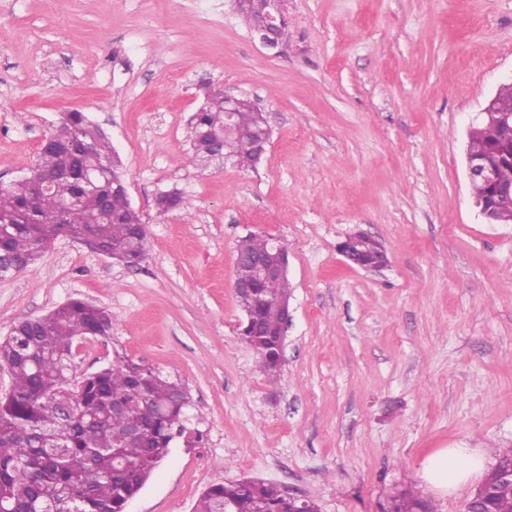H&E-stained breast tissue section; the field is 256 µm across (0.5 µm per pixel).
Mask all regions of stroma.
<instances>
[{"mask_svg": "<svg viewBox=\"0 0 512 512\" xmlns=\"http://www.w3.org/2000/svg\"><path fill=\"white\" fill-rule=\"evenodd\" d=\"M291 37L263 47L232 0H0V188L30 173L63 113L119 155L147 255L128 268L61 236L0 279V339L74 299L105 307L79 340L83 375L124 358L180 379L200 444L174 442L126 512H192L209 485L256 478L319 512H384L441 494L442 448L512 446V223L472 206L465 142L512 82V0H285ZM179 80H171L172 71ZM250 100L264 161L199 168L188 123L203 84ZM178 190L165 215L157 197ZM364 230L379 274L337 250ZM288 249L291 319L278 384L237 334L240 237ZM391 502L396 509L395 512H418L419 509H424L426 512H435L432 504L420 499L417 492L411 487L398 492Z\"/></svg>", "mask_w": 512, "mask_h": 512, "instance_id": "stroma-1", "label": "stroma"}]
</instances>
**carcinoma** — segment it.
Here are the masks:
<instances>
[{
    "label": "carcinoma",
    "mask_w": 512,
    "mask_h": 512,
    "mask_svg": "<svg viewBox=\"0 0 512 512\" xmlns=\"http://www.w3.org/2000/svg\"><path fill=\"white\" fill-rule=\"evenodd\" d=\"M224 90L207 88L205 99L191 121L196 132L224 126ZM73 125L95 140L91 153L72 154L73 175L57 178L51 190L37 197L32 186L18 181L0 188V268L4 274L34 264L62 231L87 232L95 247L120 263L146 258V230L124 190L121 164L112 147L92 129L84 113L72 111ZM264 116L249 104L236 112L245 131L263 126ZM474 152L512 153V121L484 119L469 132ZM248 138L224 140V154L235 160L250 158ZM112 161L111 178L87 185L78 173H92ZM63 165L54 151L41 150L35 168L53 172ZM473 197L489 200L496 221L512 219V194L498 196L481 183L472 184ZM80 206L65 209L77 194ZM182 204L178 192H165L156 207L165 214ZM358 266L379 271L387 264L382 244L355 232L342 241ZM270 252L269 237L250 233L237 246L241 258ZM287 288L279 280H265L252 291L236 293L241 309L252 313L261 326L279 329L281 302ZM98 323L112 331V314L105 308L76 299L45 316L40 323L24 320L0 340V365L8 369L12 386L0 399V504L10 512H125L172 441L189 431L191 396L178 379L119 362L90 376H76L69 366L77 340L88 337L86 328ZM264 372L271 382L280 378L281 345L276 336H262L257 345ZM395 512H435L431 503L409 487L398 492ZM288 512V499L263 482L247 489L236 482L207 487L193 512ZM494 512H512V482H498L492 490Z\"/></svg>",
    "instance_id": "1"
}]
</instances>
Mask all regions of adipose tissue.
<instances>
[{
  "label": "adipose tissue",
  "mask_w": 512,
  "mask_h": 512,
  "mask_svg": "<svg viewBox=\"0 0 512 512\" xmlns=\"http://www.w3.org/2000/svg\"><path fill=\"white\" fill-rule=\"evenodd\" d=\"M484 457L480 448H443L426 459L423 476L431 486L451 491L480 472Z\"/></svg>",
  "instance_id": "1"
}]
</instances>
